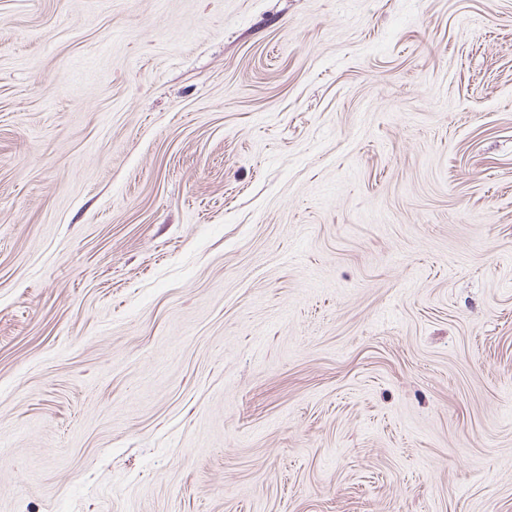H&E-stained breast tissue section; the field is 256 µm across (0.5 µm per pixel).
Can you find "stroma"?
<instances>
[{"instance_id":"1","label":"stroma","mask_w":512,"mask_h":512,"mask_svg":"<svg viewBox=\"0 0 512 512\" xmlns=\"http://www.w3.org/2000/svg\"><path fill=\"white\" fill-rule=\"evenodd\" d=\"M0 512H512V0H0Z\"/></svg>"}]
</instances>
